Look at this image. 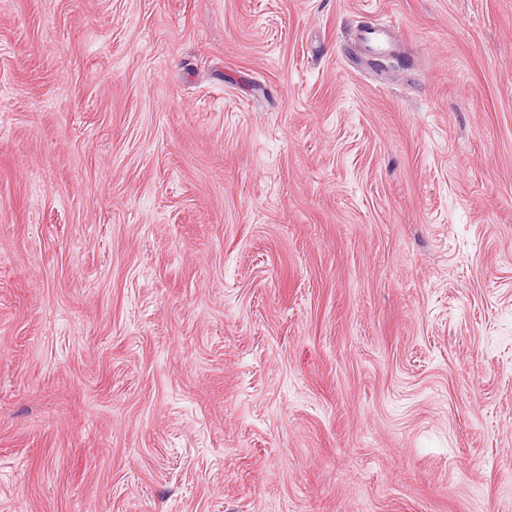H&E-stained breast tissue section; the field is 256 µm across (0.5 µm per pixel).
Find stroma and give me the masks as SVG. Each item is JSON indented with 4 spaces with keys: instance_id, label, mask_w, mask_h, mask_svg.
<instances>
[{
    "instance_id": "35a3bbf8",
    "label": "stroma",
    "mask_w": 512,
    "mask_h": 512,
    "mask_svg": "<svg viewBox=\"0 0 512 512\" xmlns=\"http://www.w3.org/2000/svg\"><path fill=\"white\" fill-rule=\"evenodd\" d=\"M0 512H512V0H0ZM361 40L370 52L374 50L401 51L396 35L389 29L364 28Z\"/></svg>"
}]
</instances>
